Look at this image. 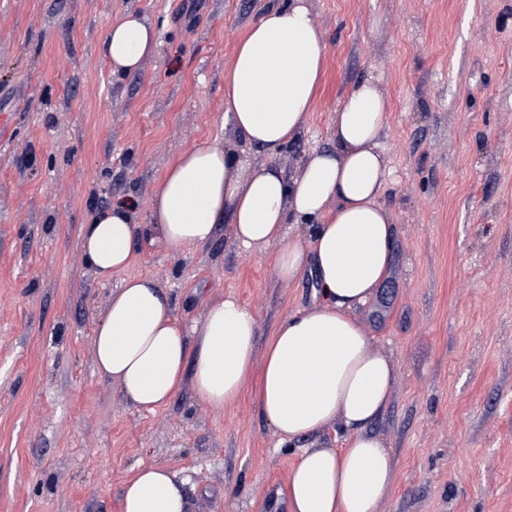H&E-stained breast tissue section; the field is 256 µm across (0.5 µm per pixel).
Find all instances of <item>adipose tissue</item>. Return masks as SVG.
Wrapping results in <instances>:
<instances>
[{"mask_svg":"<svg viewBox=\"0 0 512 512\" xmlns=\"http://www.w3.org/2000/svg\"><path fill=\"white\" fill-rule=\"evenodd\" d=\"M157 32L129 12L114 22L102 53L116 73L140 69ZM327 46L307 0L269 7L236 43L224 75L225 120L241 137L276 155L303 130L323 74ZM387 122L383 90L354 87L332 119L336 148L313 153L299 178L259 165L243 172L232 149L198 144L181 155L153 192L147 224L123 199L81 228L83 252L101 279L126 277L109 300L94 338L98 371L136 407L153 411L191 377L196 397L213 408L253 386L280 446L339 425L342 450L302 449L284 502L289 512H376L395 479L392 457L370 424L389 405L392 361L374 350L355 308L371 302L393 261L392 216L379 198L387 172L379 137ZM311 221L309 238L290 235L292 220ZM230 223L241 247H275L274 269L317 279L315 302L284 318L256 358L258 323L234 296L213 301L192 330L173 314L151 278L127 275L145 233L173 255L208 245ZM184 479L160 465L139 467L126 483L121 512H187Z\"/></svg>","mask_w":512,"mask_h":512,"instance_id":"1","label":"adipose tissue"}]
</instances>
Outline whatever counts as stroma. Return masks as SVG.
Returning <instances> with one entry per match:
<instances>
[{
    "label": "stroma",
    "instance_id": "stroma-1",
    "mask_svg": "<svg viewBox=\"0 0 512 512\" xmlns=\"http://www.w3.org/2000/svg\"><path fill=\"white\" fill-rule=\"evenodd\" d=\"M276 2L0 0V512H120L145 464L189 476V512H270L297 447H279L252 391L214 409L187 379L149 413L97 372L123 275L96 276L81 226L129 195L145 223L167 168L201 142L299 177L368 80L389 103L379 201L394 222L391 274L353 312L397 372L370 426L395 466L378 512H512V0H308L324 77L305 129L270 156L222 117L235 44ZM129 11L158 45L122 75L99 43ZM274 262L224 223L179 256L142 244L127 273L153 278L188 326L235 296L261 353L314 301L312 271L286 282Z\"/></svg>",
    "mask_w": 512,
    "mask_h": 512
}]
</instances>
